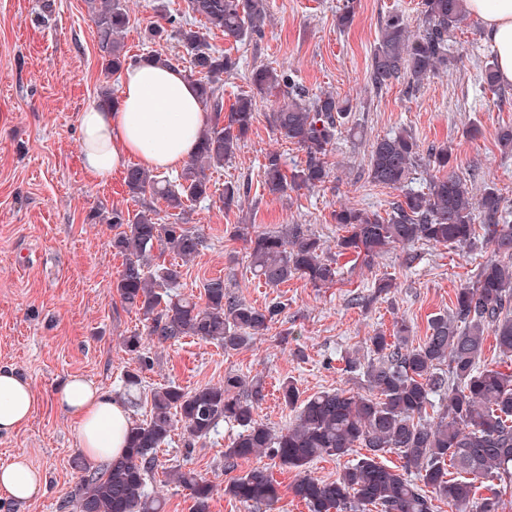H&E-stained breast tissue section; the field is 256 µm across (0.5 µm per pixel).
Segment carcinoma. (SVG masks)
Here are the masks:
<instances>
[{"instance_id": "cac0c4a2", "label": "carcinoma", "mask_w": 512, "mask_h": 512, "mask_svg": "<svg viewBox=\"0 0 512 512\" xmlns=\"http://www.w3.org/2000/svg\"><path fill=\"white\" fill-rule=\"evenodd\" d=\"M93 2L104 71L114 75L138 62L120 40L130 17L121 0ZM185 14L193 21L168 17L167 25L152 28V36L176 39L190 58L186 78L210 112L197 151L172 180L135 165L127 169L129 193L142 200L136 213L126 216L114 210L106 216L100 209L90 215L92 221L118 228L111 245L124 262L113 288L122 305L146 322V334L134 331L122 341L135 363L124 380L123 398L129 403L140 390L141 373L154 364L147 343L160 347L196 337L216 342L226 352L237 351L265 335L282 311L278 302L256 308L242 301L222 276L204 282L201 303L173 292L180 286L181 263L193 260L204 247L203 235L188 225L189 204L210 198L208 171L224 167L236 154L255 117L253 95L241 94L224 109L220 76L234 71L237 62L214 50L205 32L219 30L236 42L260 35L267 6L265 0H187ZM421 15L415 30L400 15L385 20L370 57L371 86L383 88L401 78L417 86L448 65V38L467 16L466 0H422ZM481 77L489 89L499 90L495 60L485 63ZM250 83L263 96L283 93V102L268 114L270 127L306 154L304 165L288 173L281 154L266 153L262 168L268 192L282 195L295 187L324 186L330 178L326 156L348 102L332 93L309 96L290 69L256 68ZM421 161L437 171L424 191L408 188ZM451 161L450 147L433 146L424 152L407 131L374 142L368 159L371 182L401 188L403 195L384 216L346 205L333 210L332 220L344 232L336 239L334 257L306 224H282L268 231L251 224L235 226L234 236L247 245L253 274L270 288L295 277L314 288H328L339 280V256L353 255L369 264L390 248L419 242L464 249L473 244L476 228L483 229L490 255L475 280L456 290L451 313L431 318L422 341L413 342L412 327L400 319L393 336L368 337L366 361L347 358L368 393L337 389L303 399L296 385L285 381L282 404L297 415L293 423L276 430L257 414L264 399L258 380L229 374L222 384L194 391L159 387L151 394L149 418L132 425L125 457L96 468L80 457L74 460L81 476L60 508L162 512L160 498L145 491L147 477L157 466V449L177 428L182 429L184 446L193 448L224 421L237 427L224 452L227 466L267 454L300 471L293 493L309 512H366L369 505L381 512H433L427 488L456 512H499L501 487L512 486V371L484 363L483 354L492 335L499 354L512 357V224L501 194L487 186L475 196ZM247 194L245 185L227 182L220 201L229 211L241 206ZM148 196L163 200L173 220L165 221L146 202ZM171 254L181 262L166 260ZM355 448L366 449V454L344 466L335 480L307 474L313 461L325 455L344 457ZM387 452L404 460L402 470L381 464ZM450 467L459 477L448 478ZM173 477L189 491L193 512H209L215 491L210 480L181 468ZM481 489L485 494H478ZM225 492L267 510L281 498L279 484L260 465L229 483Z\"/></svg>"}]
</instances>
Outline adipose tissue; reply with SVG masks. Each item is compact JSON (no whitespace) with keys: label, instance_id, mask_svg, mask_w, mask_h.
Listing matches in <instances>:
<instances>
[{"label":"adipose tissue","instance_id":"obj_1","mask_svg":"<svg viewBox=\"0 0 512 512\" xmlns=\"http://www.w3.org/2000/svg\"><path fill=\"white\" fill-rule=\"evenodd\" d=\"M490 39L498 77L512 84V0H466ZM82 162L95 180L137 165L149 171H176L195 153L206 123L195 86L183 74L150 58L125 70L119 96L111 105H93L78 118ZM56 406L77 424L79 448L89 462L119 460L125 453L132 420L126 404L103 393L79 375L68 376L54 396ZM35 397L30 380L15 368L0 366V433L27 424ZM41 471L25 456L0 466V490L25 503L39 493Z\"/></svg>","mask_w":512,"mask_h":512}]
</instances>
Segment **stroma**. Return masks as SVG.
I'll list each match as a JSON object with an SVG mask.
<instances>
[{
    "instance_id": "35a3bbf8",
    "label": "stroma",
    "mask_w": 512,
    "mask_h": 512,
    "mask_svg": "<svg viewBox=\"0 0 512 512\" xmlns=\"http://www.w3.org/2000/svg\"><path fill=\"white\" fill-rule=\"evenodd\" d=\"M122 3L131 17L122 36L129 54L158 55L179 70L189 68L176 40L151 43L145 37L162 12L183 11L185 0ZM343 4L268 0L262 36L237 42L217 30L209 33V43L230 50L238 62L237 70L222 78L225 103L250 92L253 68L284 67L309 93L329 91L348 100L350 115L327 155L331 177L325 187L273 196L263 183L265 153L279 151L289 170L305 154L269 125L267 114L278 97H257L247 139L212 174L213 198L192 206L191 223L202 230L206 246L184 265L179 291L201 297L205 279L221 275L246 303L261 307L277 300L285 308L265 335L237 351L228 353L193 337L156 348L154 367L142 374L133 419H146L157 387L191 390L223 382L230 374L261 379L265 398L257 413L277 429L295 418L279 400L284 380L293 381L306 397L340 388L363 392L356 374L345 370L346 356L366 354V339L379 331L391 333L401 318L412 325L415 340H423L430 318L451 309L456 289L473 280L489 255L490 246L480 240L464 251L398 247L371 267L342 257L341 279L328 288L311 287L300 278L271 288L252 275L246 245L233 235L235 225L269 230L307 224L331 249L339 234L331 212L339 205L389 211L400 192L368 182L369 146L403 130L425 149L449 145L456 173L474 193L491 185L512 204V152L497 139L501 127L512 125V84L501 94L482 83L480 70L492 46L480 20L467 16L453 31L448 67L439 75L410 94L401 80L377 92L367 83V71L381 25L394 14L416 23L421 0H355L353 21L342 29L336 17ZM105 86L119 91L120 80L101 71L89 0H0V365L22 371L37 400L24 429L0 435V466L23 455L46 477L39 494L23 505L0 491V512H61L79 477L72 460L80 451L76 426L54 406L52 395L72 374L112 396L122 394L132 364L122 339L143 328L140 315L124 309L112 287L124 262L110 244L114 231L89 219L100 205L132 213L141 208L123 174L98 182L81 163L78 116L96 103ZM474 126L480 129L475 137L469 133ZM228 181L251 186L248 198L230 211L217 199ZM383 277L392 278L395 287L379 296L374 282ZM235 432L232 424L219 423L189 452L181 432L172 433L157 451L147 492L162 497L164 512H193L188 491L169 477L173 467L190 468L215 486L210 512H254L225 495L224 488L261 464L280 485L275 512H309L292 491L297 470L269 456L227 468L224 451Z\"/></svg>"
}]
</instances>
